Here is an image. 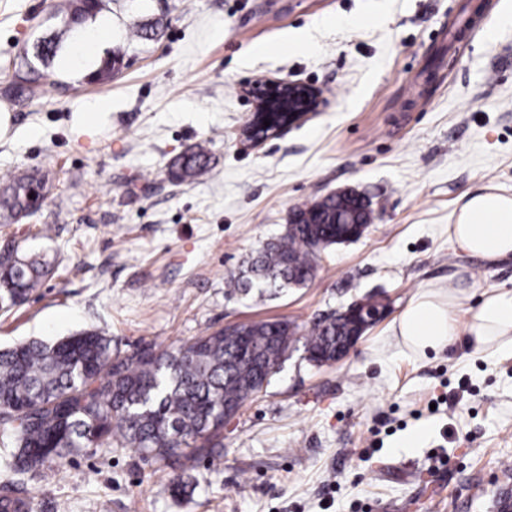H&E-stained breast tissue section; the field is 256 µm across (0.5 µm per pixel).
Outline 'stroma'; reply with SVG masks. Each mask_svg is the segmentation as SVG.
I'll return each mask as SVG.
<instances>
[{
	"instance_id": "35a3bbf8",
	"label": "stroma",
	"mask_w": 512,
	"mask_h": 512,
	"mask_svg": "<svg viewBox=\"0 0 512 512\" xmlns=\"http://www.w3.org/2000/svg\"><path fill=\"white\" fill-rule=\"evenodd\" d=\"M50 0H0V71L46 31ZM108 0L110 50L128 68L16 103L0 75V174L48 173L34 215L0 224V251L47 253L55 273L0 313V348L85 329L113 350L172 349L228 323L285 319L307 333L370 293L390 303L344 360L321 367L294 349L265 391L224 426V463L194 465L190 496L127 450L53 461L36 512H500L512 494V356L463 341L417 359L390 325L420 287L512 289V258L456 253L446 229L465 194L512 196V0ZM161 21L156 41L133 22ZM301 80L313 116L258 148L245 79ZM105 108L93 125V104ZM209 141L211 174L168 177ZM80 186L66 207L55 194ZM354 189L374 221L323 254L312 281L228 294L225 277L273 241L294 207ZM53 225L51 238L39 237ZM447 396L438 412L429 404ZM424 437L412 447L415 430Z\"/></svg>"
}]
</instances>
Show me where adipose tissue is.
Instances as JSON below:
<instances>
[{
  "mask_svg": "<svg viewBox=\"0 0 512 512\" xmlns=\"http://www.w3.org/2000/svg\"><path fill=\"white\" fill-rule=\"evenodd\" d=\"M448 241L456 251L487 261L512 255V196L486 187L469 194ZM464 292L446 294L439 288L420 290L393 321V333L415 355L448 348L457 336L476 354H512V289L489 288L466 323L453 317Z\"/></svg>",
  "mask_w": 512,
  "mask_h": 512,
  "instance_id": "adipose-tissue-1",
  "label": "adipose tissue"
}]
</instances>
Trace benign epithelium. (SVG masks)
I'll use <instances>...</instances> for the list:
<instances>
[{
    "label": "benign epithelium",
    "instance_id": "benign-epithelium-1",
    "mask_svg": "<svg viewBox=\"0 0 512 512\" xmlns=\"http://www.w3.org/2000/svg\"><path fill=\"white\" fill-rule=\"evenodd\" d=\"M256 95L259 97L257 109L242 132L243 141L250 147H258L266 141V137L257 135L258 131L266 129L264 121L268 120L275 126L273 134H282L303 122L319 106V92L298 81L280 79L268 82ZM282 114L287 115L288 120L279 125L277 119ZM388 309L387 301H378L370 306L364 300H356L340 311L339 315L357 321L360 329L364 331L385 316Z\"/></svg>",
    "mask_w": 512,
    "mask_h": 512
}]
</instances>
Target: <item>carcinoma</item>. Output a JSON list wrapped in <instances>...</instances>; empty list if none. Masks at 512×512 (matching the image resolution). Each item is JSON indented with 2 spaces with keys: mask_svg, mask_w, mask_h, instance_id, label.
<instances>
[{
  "mask_svg": "<svg viewBox=\"0 0 512 512\" xmlns=\"http://www.w3.org/2000/svg\"><path fill=\"white\" fill-rule=\"evenodd\" d=\"M104 0H53L49 19L56 31L28 42L4 72L15 100H39L62 50L61 34L79 30L103 9ZM126 66L107 51L84 76L89 83L112 79ZM207 145L197 144L171 165L170 179L191 184L210 173ZM48 179L38 169L0 180V219L31 214L33 199L45 200ZM370 201L353 191L330 194L296 207L289 227L227 276L231 292L302 287L313 279L322 254L373 222ZM37 252L0 254V311L24 303L52 273ZM349 322L332 312L307 336L309 362L334 359L350 335ZM298 326L288 320L237 324L206 332L171 350L151 344L112 352V337L86 330L48 343L30 340L0 349V436L11 445L6 465L14 478L0 483V512H33L35 494L20 488L46 463L87 448H122L144 463L173 473L172 490L187 493L185 462L220 463L224 410L236 414L255 400L254 391L277 373L294 347Z\"/></svg>",
  "mask_w": 512,
  "mask_h": 512,
  "instance_id": "cac0c4a2",
  "label": "carcinoma"
}]
</instances>
